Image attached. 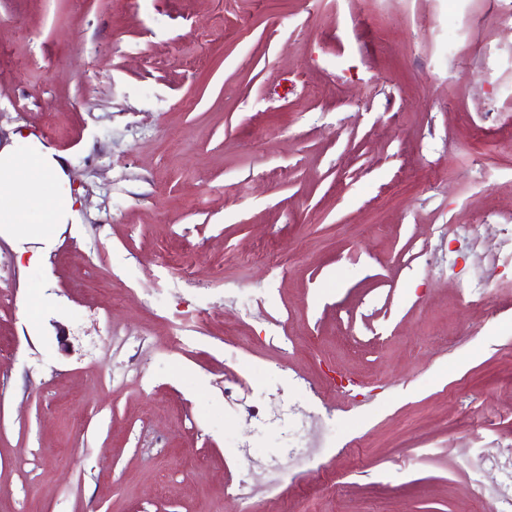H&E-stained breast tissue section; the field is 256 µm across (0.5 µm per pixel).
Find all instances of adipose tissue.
<instances>
[{"label":"adipose tissue","instance_id":"1","mask_svg":"<svg viewBox=\"0 0 512 512\" xmlns=\"http://www.w3.org/2000/svg\"><path fill=\"white\" fill-rule=\"evenodd\" d=\"M66 180L59 153L33 138L16 136L0 149V230L39 243L34 264L53 247L56 226L74 221Z\"/></svg>","mask_w":512,"mask_h":512}]
</instances>
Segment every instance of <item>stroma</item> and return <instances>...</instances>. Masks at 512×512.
I'll return each mask as SVG.
<instances>
[{
    "mask_svg": "<svg viewBox=\"0 0 512 512\" xmlns=\"http://www.w3.org/2000/svg\"><path fill=\"white\" fill-rule=\"evenodd\" d=\"M511 20L0 0V148L61 153L81 226L41 266L0 236V512H239L243 477L257 512L512 499Z\"/></svg>",
    "mask_w": 512,
    "mask_h": 512,
    "instance_id": "obj_1",
    "label": "stroma"
}]
</instances>
